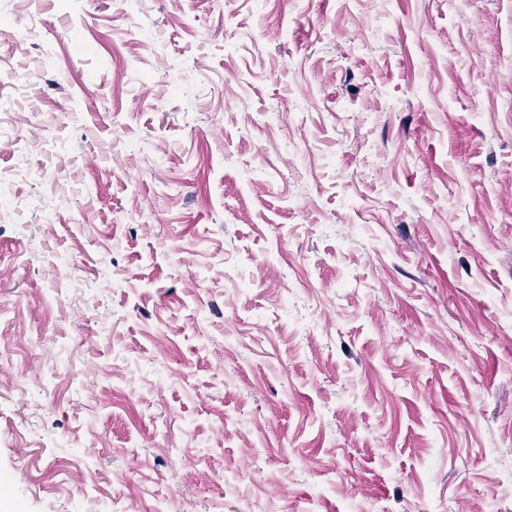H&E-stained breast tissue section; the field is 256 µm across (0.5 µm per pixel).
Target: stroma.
I'll return each instance as SVG.
<instances>
[{
    "label": "stroma",
    "instance_id": "obj_1",
    "mask_svg": "<svg viewBox=\"0 0 512 512\" xmlns=\"http://www.w3.org/2000/svg\"><path fill=\"white\" fill-rule=\"evenodd\" d=\"M0 117V512H512V0H0Z\"/></svg>",
    "mask_w": 512,
    "mask_h": 512
}]
</instances>
